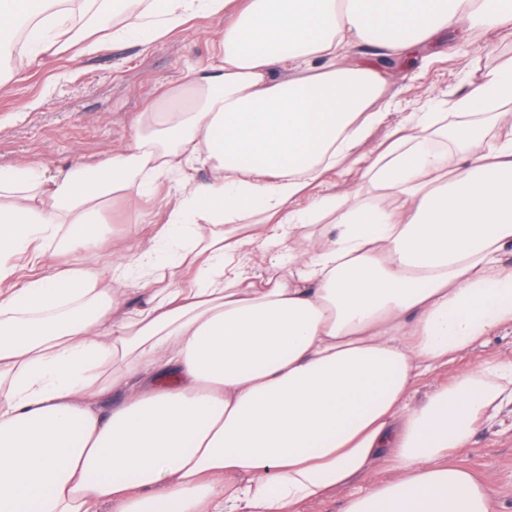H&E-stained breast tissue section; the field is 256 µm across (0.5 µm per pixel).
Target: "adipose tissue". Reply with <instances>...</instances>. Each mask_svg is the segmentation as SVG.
Instances as JSON below:
<instances>
[{
	"label": "adipose tissue",
	"mask_w": 512,
	"mask_h": 512,
	"mask_svg": "<svg viewBox=\"0 0 512 512\" xmlns=\"http://www.w3.org/2000/svg\"><path fill=\"white\" fill-rule=\"evenodd\" d=\"M77 14L143 46L196 16L224 27L103 163L0 169V281L40 269L0 288V512H305L341 489L344 512H492L448 455L512 408V356L411 390L512 330V62L360 147L395 106L386 61L449 31L483 52L512 0H0V39L27 18L38 50L59 25L93 52ZM352 155L360 185L321 193ZM165 181L169 261H77L105 201ZM134 269L149 300L130 309Z\"/></svg>",
	"instance_id": "ef3b65f1"
}]
</instances>
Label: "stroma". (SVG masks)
<instances>
[{"mask_svg":"<svg viewBox=\"0 0 512 512\" xmlns=\"http://www.w3.org/2000/svg\"><path fill=\"white\" fill-rule=\"evenodd\" d=\"M222 27L219 19L201 16L157 41L150 49L107 40L95 32L101 47L92 54L69 50L36 59L22 73L0 78V166L28 162L52 174L76 159L101 161L126 147L131 120L153 102L187 67L208 63L211 46ZM485 53L462 47L448 51L444 43L428 51L422 72L399 65L389 72L388 93L400 103L365 142L373 150L384 142L402 114L420 112L431 101L459 96L477 84L492 65L512 59V36L496 30L482 36ZM151 202H112L100 216L104 233L97 247L81 259L89 269L104 273L113 262V246L125 245L139 231L148 247L153 226L145 215ZM457 464L470 469L495 491L494 512H512V412L500 423L478 431L470 448L455 454Z\"/></svg>","mask_w":512,"mask_h":512,"instance_id":"35a3bbf8","label":"stroma"}]
</instances>
